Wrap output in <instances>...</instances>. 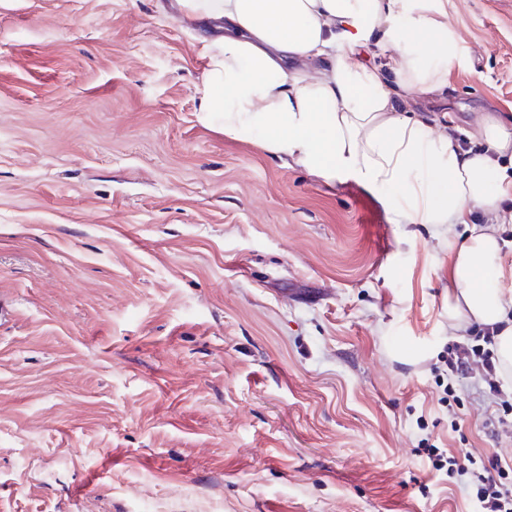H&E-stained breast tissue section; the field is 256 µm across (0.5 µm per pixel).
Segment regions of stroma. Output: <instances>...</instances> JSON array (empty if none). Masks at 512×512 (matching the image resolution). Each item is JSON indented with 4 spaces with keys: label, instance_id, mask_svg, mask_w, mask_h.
I'll return each instance as SVG.
<instances>
[{
    "label": "stroma",
    "instance_id": "35a3bbf8",
    "mask_svg": "<svg viewBox=\"0 0 512 512\" xmlns=\"http://www.w3.org/2000/svg\"><path fill=\"white\" fill-rule=\"evenodd\" d=\"M399 111L512 120V0ZM172 0H0V512H474L427 444L512 461L481 367L443 403L448 239L200 125Z\"/></svg>",
    "mask_w": 512,
    "mask_h": 512
}]
</instances>
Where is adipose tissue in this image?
<instances>
[{"label": "adipose tissue", "instance_id": "ef3b65f1", "mask_svg": "<svg viewBox=\"0 0 512 512\" xmlns=\"http://www.w3.org/2000/svg\"><path fill=\"white\" fill-rule=\"evenodd\" d=\"M179 22L203 29L204 88L197 120L326 181L365 190L399 188L414 224H463L448 245V317L495 328L502 374L512 373V266L501 261L512 196V128L484 117L481 152H459L424 119L399 112L393 86L426 93L442 83L456 52L438 0H176ZM393 61H355L365 50ZM322 60L311 71L302 60ZM489 221L477 224L474 211Z\"/></svg>", "mask_w": 512, "mask_h": 512}]
</instances>
